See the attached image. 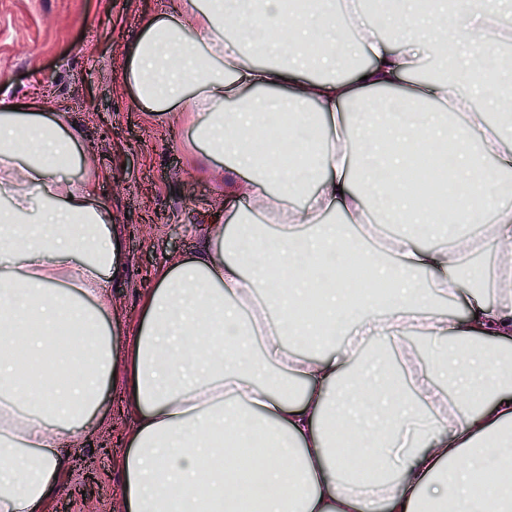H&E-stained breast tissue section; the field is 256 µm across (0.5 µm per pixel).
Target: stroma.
Masks as SVG:
<instances>
[{
  "instance_id": "35a3bbf8",
  "label": "stroma",
  "mask_w": 512,
  "mask_h": 512,
  "mask_svg": "<svg viewBox=\"0 0 512 512\" xmlns=\"http://www.w3.org/2000/svg\"><path fill=\"white\" fill-rule=\"evenodd\" d=\"M172 0H0V95L77 129L83 169L98 177V201L112 213L124 268L111 283L112 317L137 323L149 273L192 255L224 196L226 170L191 168L174 116L143 112L122 81V65L147 21ZM111 139H103L104 129ZM121 389L105 385L102 424L77 436L69 466L38 512H122L123 449L101 448L133 417L114 412Z\"/></svg>"
}]
</instances>
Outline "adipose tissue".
<instances>
[{
    "mask_svg": "<svg viewBox=\"0 0 512 512\" xmlns=\"http://www.w3.org/2000/svg\"><path fill=\"white\" fill-rule=\"evenodd\" d=\"M434 2L390 0L388 37L335 0H173L147 22L124 84L141 111L177 113L193 151L226 163L225 202L247 206L232 224L215 212L196 252L158 270L129 328L106 288L123 267L112 214L95 177L68 173L78 132L0 96V512L47 500L110 380L135 419L123 512H512V210L482 219L506 189L512 120L486 127L497 100L469 104L512 23L498 0ZM251 45L288 61L255 63ZM358 51L365 64L336 77ZM427 51L445 79L415 81ZM375 90L393 94L381 119L349 112ZM269 129L297 145L288 164L256 151ZM447 139L456 159L436 177L461 199L443 223L399 174ZM375 213L403 227L380 252L353 234ZM482 251L489 263L471 265ZM338 252L392 283L388 302L320 287ZM432 293L466 313L427 312ZM314 299L318 322L304 315ZM249 447L251 477L236 471Z\"/></svg>",
    "mask_w": 512,
    "mask_h": 512,
    "instance_id": "adipose-tissue-1",
    "label": "adipose tissue"
}]
</instances>
